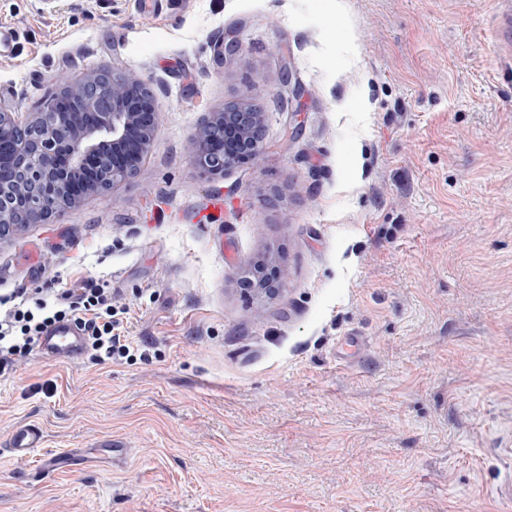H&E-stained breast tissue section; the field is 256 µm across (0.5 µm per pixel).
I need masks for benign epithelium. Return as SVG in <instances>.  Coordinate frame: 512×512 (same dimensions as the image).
<instances>
[{
    "instance_id": "benign-epithelium-1",
    "label": "benign epithelium",
    "mask_w": 512,
    "mask_h": 512,
    "mask_svg": "<svg viewBox=\"0 0 512 512\" xmlns=\"http://www.w3.org/2000/svg\"><path fill=\"white\" fill-rule=\"evenodd\" d=\"M60 93L37 112L0 105V240L28 224L79 210L84 199L131 177L148 153L158 125L149 84L117 68L78 80L59 79ZM265 112L236 102L213 112L189 138L208 174L255 163L264 150ZM241 288L272 297L283 289L274 258L244 263Z\"/></svg>"
}]
</instances>
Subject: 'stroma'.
I'll use <instances>...</instances> for the list:
<instances>
[{
  "label": "stroma",
  "mask_w": 512,
  "mask_h": 512,
  "mask_svg": "<svg viewBox=\"0 0 512 512\" xmlns=\"http://www.w3.org/2000/svg\"><path fill=\"white\" fill-rule=\"evenodd\" d=\"M155 2L0 0V104L114 65L159 110L125 183L0 241V296L107 280L134 347L0 372V512H511L512 0ZM242 100L266 149L204 176ZM267 255L283 291L242 293ZM265 112L236 102L212 112L189 138L190 152L208 174H224L236 165L257 163L264 150ZM44 435L35 426L18 428L11 437V448L14 454L20 458H26L35 448L44 447Z\"/></svg>",
  "instance_id": "obj_1"
}]
</instances>
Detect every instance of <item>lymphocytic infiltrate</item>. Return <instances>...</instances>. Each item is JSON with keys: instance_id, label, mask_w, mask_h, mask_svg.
<instances>
[{"instance_id": "1", "label": "lymphocytic infiltrate", "mask_w": 512, "mask_h": 512, "mask_svg": "<svg viewBox=\"0 0 512 512\" xmlns=\"http://www.w3.org/2000/svg\"><path fill=\"white\" fill-rule=\"evenodd\" d=\"M117 313L111 289L90 280L75 281L55 297L35 302L26 292H15L8 298L7 309L0 312V370L33 351L44 330L61 321L72 322L84 332L97 361L129 357L131 345L117 332Z\"/></svg>"}]
</instances>
